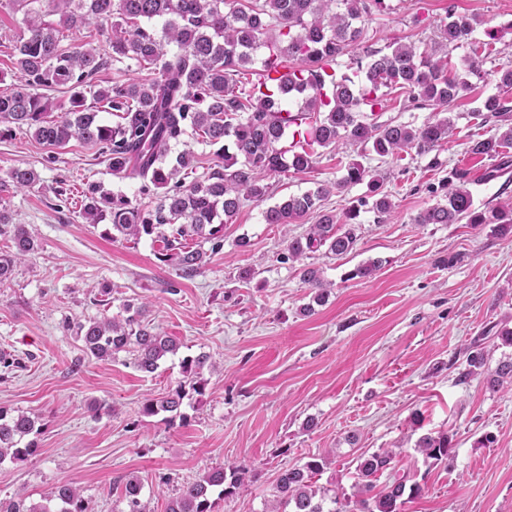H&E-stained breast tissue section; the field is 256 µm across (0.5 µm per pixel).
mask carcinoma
Here are the masks:
<instances>
[{
	"instance_id": "cac0c4a2",
	"label": "carcinoma",
	"mask_w": 512,
	"mask_h": 512,
	"mask_svg": "<svg viewBox=\"0 0 512 512\" xmlns=\"http://www.w3.org/2000/svg\"><path fill=\"white\" fill-rule=\"evenodd\" d=\"M25 9L26 32L13 48V83L0 92V125L25 130L40 143L63 148L70 141L95 148L105 158L112 175H135L143 192L159 190L147 203H134L123 195L88 189L84 213L94 224L108 220L124 239L147 236L160 243L161 259L171 263L181 278H191L204 265L201 243L211 251L223 247L224 225L232 222L247 201H261L265 180L307 173L314 168V146L322 148L367 147L381 157L402 160L441 151L448 144L453 121L448 116L471 79L485 81L483 58L477 50L463 60V72L448 71V60L438 54L448 46L465 43L481 20L453 8L434 20L437 40L419 47L395 38L376 48L367 36L374 15L385 0H9ZM59 15L47 22L46 15ZM99 23L98 33L109 43L105 56L91 43L61 44V29L78 31L89 20ZM162 20L161 30L144 23ZM262 69H276L278 80L239 85L238 76L253 65L262 50ZM348 57L346 71L336 70L338 59ZM133 60L146 78L115 81L104 87L98 74L109 62ZM66 86L70 96L56 102L45 91ZM397 91L403 109L428 108L434 118L420 125L379 123L385 97ZM108 105L117 121L102 123L86 99ZM297 106L296 111L285 104ZM496 133L470 142V153L497 158L485 178H493L512 162L502 161V149L512 146V102L499 95L487 97L474 113ZM202 142L218 147L220 160L192 182L181 173L195 168L191 151L171 156L172 145L187 128ZM298 140L285 147L289 128ZM385 176L359 162H350L333 185L319 184L267 207V224H293L309 215L315 223L305 235L288 241L283 263H299L311 253L331 256L351 252L357 242V220L363 212L381 223L393 210L390 197L381 191ZM39 181L28 167H14L0 179V192L31 187ZM366 184L365 195L349 201L342 214L324 209L331 189L344 192ZM468 172L453 169L448 179L431 188L437 200L414 218L417 224L495 225L500 235L512 234V203L489 210L474 206ZM176 226L172 233L165 226ZM0 237L10 245L0 251V280L11 275L23 257L36 248L25 224H15L0 208ZM300 280L314 290L313 301L324 304L330 294L319 269L303 265ZM145 304L125 303L122 313L90 318L76 325L83 349L98 360L128 351L134 365L153 373L159 361L179 350L169 336L143 322ZM490 351L475 346L466 352L467 367L460 379L484 376L490 389L512 386V357L499 361L494 372L484 374ZM210 355L201 352L181 361L185 381L157 398L147 400L142 414L162 416L168 425L185 418L181 408L188 391L201 395L207 380L203 373ZM36 420L23 412L0 408V464L21 461L37 452L31 435ZM417 451L433 463L448 461L453 447L446 433H428L416 443ZM400 452L381 448L357 459L353 496L359 512H401L422 487L409 482L408 473L396 469ZM327 458L312 456L300 466L281 471L276 480L275 512H349L350 497L339 498L317 487L313 479L327 466ZM243 466L208 469L194 483L179 489L168 512H214L217 501L244 484ZM386 477L381 490L376 481ZM123 512H149L141 484L123 482ZM0 512H94L70 481L57 483L40 502L20 496L0 501Z\"/></svg>"
}]
</instances>
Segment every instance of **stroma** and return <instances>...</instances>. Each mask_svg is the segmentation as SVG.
Listing matches in <instances>:
<instances>
[{"label": "stroma", "mask_w": 512, "mask_h": 512, "mask_svg": "<svg viewBox=\"0 0 512 512\" xmlns=\"http://www.w3.org/2000/svg\"><path fill=\"white\" fill-rule=\"evenodd\" d=\"M386 4L368 28L379 47L393 37L431 42L429 19L451 5L479 16L475 45L485 42L486 29L512 23V0ZM417 14L425 18L418 27ZM506 67L512 33L484 62L489 80L455 103L441 167H431L427 155L395 161L369 149L339 156L317 148L314 170L273 178L265 201L244 204L224 227L223 247L207 252L190 279L160 262L149 238L116 240L110 224L82 216L89 185L139 201L141 179L114 177L94 148L78 142L52 149L25 131L0 132V178L16 166L39 176L32 187L0 194V207L38 241L0 282V407L37 417L39 428L35 455L0 465V499L23 494L37 502L69 480L95 512H123L119 482L133 476L150 512H166L178 489L208 468L243 465L246 483L215 512H265L279 471L309 456L329 458L317 486L348 494L361 454L398 448L401 468L422 487L403 512H512V388L459 380L473 344L491 347L488 370L512 357V347H494L491 333L496 324L512 327V234L488 224L414 221L435 201L431 186L455 168L470 170L476 208L512 202V168L483 180L488 161L468 152L472 139L493 133L473 112L497 91L492 73ZM342 159L385 172L395 208L382 224L361 214L350 253L311 254L331 288L327 302L305 317L313 292L278 256L308 223L267 224L262 212L336 182ZM243 238L248 246H240ZM369 261L378 262L377 271L355 277ZM244 268L254 269L252 280L240 279ZM127 301L147 303V321L180 345L155 373L140 372L128 352L95 359L76 335L77 322L115 316ZM201 352L212 367L204 393L184 402L185 422L170 427L143 416L146 399L182 381V359ZM94 402L108 413L94 415ZM416 412L421 421L414 425ZM428 432L452 437L450 462L432 465L416 451ZM488 434L495 443L485 448Z\"/></svg>", "instance_id": "1"}]
</instances>
